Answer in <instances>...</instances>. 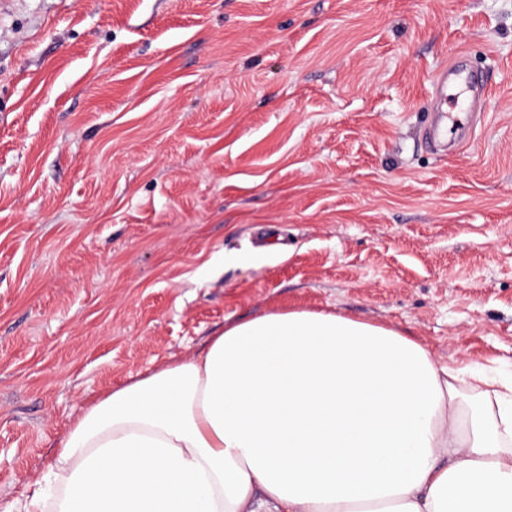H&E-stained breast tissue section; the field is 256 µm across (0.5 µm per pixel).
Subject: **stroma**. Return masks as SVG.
<instances>
[{
	"mask_svg": "<svg viewBox=\"0 0 512 512\" xmlns=\"http://www.w3.org/2000/svg\"><path fill=\"white\" fill-rule=\"evenodd\" d=\"M461 50L485 94L448 154ZM281 309L512 377V0H11L0 512L99 394Z\"/></svg>",
	"mask_w": 512,
	"mask_h": 512,
	"instance_id": "obj_1",
	"label": "stroma"
}]
</instances>
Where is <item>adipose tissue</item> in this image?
I'll list each match as a JSON object with an SVG mask.
<instances>
[{"label":"adipose tissue","mask_w":512,"mask_h":512,"mask_svg":"<svg viewBox=\"0 0 512 512\" xmlns=\"http://www.w3.org/2000/svg\"><path fill=\"white\" fill-rule=\"evenodd\" d=\"M492 384L391 327L262 314L87 405L12 512H512Z\"/></svg>","instance_id":"adipose-tissue-1"}]
</instances>
